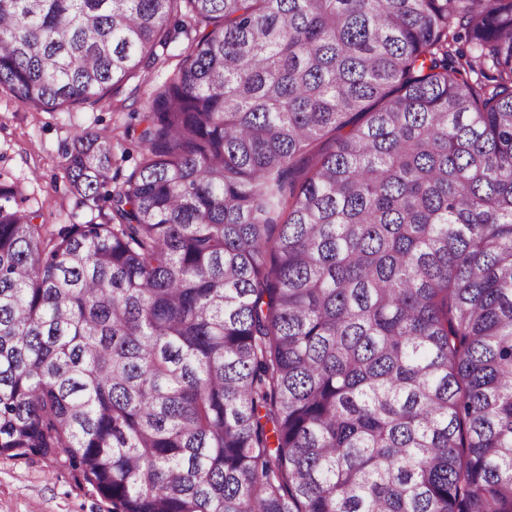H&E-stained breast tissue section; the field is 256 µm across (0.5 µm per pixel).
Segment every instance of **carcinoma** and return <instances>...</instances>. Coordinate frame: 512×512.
<instances>
[{"label": "carcinoma", "instance_id": "cac0c4a2", "mask_svg": "<svg viewBox=\"0 0 512 512\" xmlns=\"http://www.w3.org/2000/svg\"><path fill=\"white\" fill-rule=\"evenodd\" d=\"M100 224L0 185V454L112 512H512V0H0V89L108 101Z\"/></svg>", "mask_w": 512, "mask_h": 512}]
</instances>
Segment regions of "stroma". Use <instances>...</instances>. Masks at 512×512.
Listing matches in <instances>:
<instances>
[{"instance_id": "1", "label": "stroma", "mask_w": 512, "mask_h": 512, "mask_svg": "<svg viewBox=\"0 0 512 512\" xmlns=\"http://www.w3.org/2000/svg\"><path fill=\"white\" fill-rule=\"evenodd\" d=\"M180 42H173L161 62L105 105L79 106L68 112H44L20 106L0 92V183L17 186L26 209L38 212L49 228L102 222L69 188L62 154L75 131L111 133L116 151L128 152L123 172H130L140 150L123 136L156 86L172 76ZM110 503L86 483L65 457L18 458L0 454V512H109Z\"/></svg>"}]
</instances>
